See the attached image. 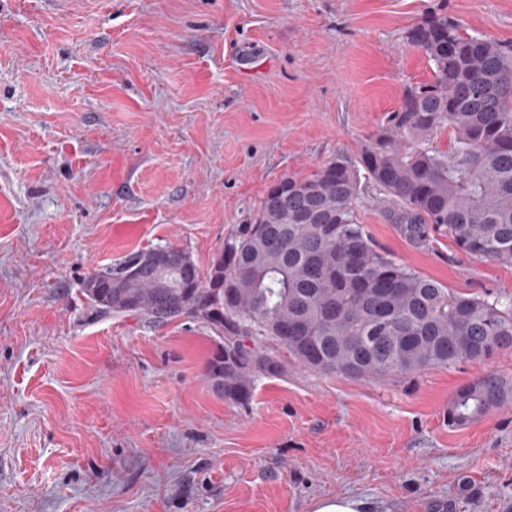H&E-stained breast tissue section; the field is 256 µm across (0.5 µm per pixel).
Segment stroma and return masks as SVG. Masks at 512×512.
Listing matches in <instances>:
<instances>
[{"mask_svg": "<svg viewBox=\"0 0 512 512\" xmlns=\"http://www.w3.org/2000/svg\"><path fill=\"white\" fill-rule=\"evenodd\" d=\"M444 12L512 43V0H0V512H512V395L462 428L448 402L512 350L401 378L289 368L249 405L213 392L214 337L98 318L82 292L134 248L200 274L266 191L343 155L429 78L407 31ZM373 186L376 244L453 290L512 266L421 247ZM368 510L363 501L345 496L325 497L313 505V512H370Z\"/></svg>", "mask_w": 512, "mask_h": 512, "instance_id": "1", "label": "stroma"}]
</instances>
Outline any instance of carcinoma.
Returning <instances> with one entry per match:
<instances>
[{
    "label": "carcinoma",
    "instance_id": "cac0c4a2",
    "mask_svg": "<svg viewBox=\"0 0 512 512\" xmlns=\"http://www.w3.org/2000/svg\"><path fill=\"white\" fill-rule=\"evenodd\" d=\"M407 41L431 78L405 88L359 161L339 155L281 178L204 282L195 267L159 279L145 266L151 248L126 253L84 288L94 313L203 323L215 338L207 376L240 405L290 365L384 379L511 349L512 296L457 293L396 262L358 222L370 184L414 243L446 236L475 260L512 265V44L464 33L445 13L426 15ZM508 393L493 374L461 386L448 425L471 424Z\"/></svg>",
    "mask_w": 512,
    "mask_h": 512
}]
</instances>
